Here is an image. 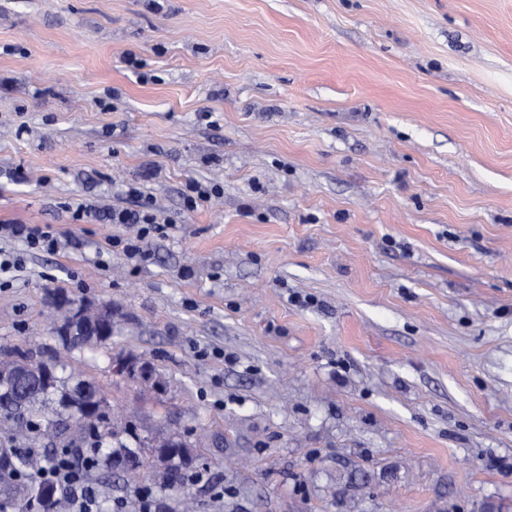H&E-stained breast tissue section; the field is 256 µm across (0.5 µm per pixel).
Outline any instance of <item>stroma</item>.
Returning a JSON list of instances; mask_svg holds the SVG:
<instances>
[{"mask_svg":"<svg viewBox=\"0 0 512 512\" xmlns=\"http://www.w3.org/2000/svg\"><path fill=\"white\" fill-rule=\"evenodd\" d=\"M1 221L64 245L0 240V352L110 304L73 364L196 455L155 512H512V0H0ZM109 220L113 224H140L135 237L127 238L123 241L122 252L130 259L138 262H148L151 258L150 252L145 248V239L151 233H162L163 224L159 222V217L154 204L151 200H143L137 209H118L112 210L109 214ZM2 237L20 240L27 250L54 253L62 246L63 235L52 229V225L0 224ZM71 302L72 301H67L64 304L57 306L58 315L56 318V324L67 319L70 311H71V317H72L71 322L72 323H76V322L80 321L82 319L83 315H85L86 320H91L96 316L99 306L87 305L82 302L83 307H84V313H85L84 314L81 310V305H78V304H73L72 310H71V307H70ZM56 324H54V326ZM57 330L64 333L67 331V328L64 327L62 324H58Z\"/></svg>","mask_w":512,"mask_h":512,"instance_id":"obj_1","label":"stroma"}]
</instances>
